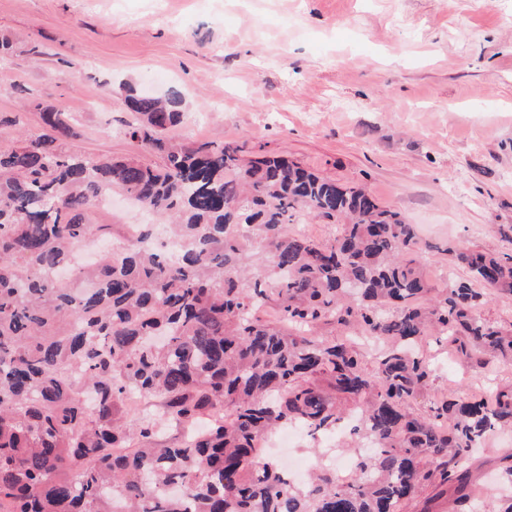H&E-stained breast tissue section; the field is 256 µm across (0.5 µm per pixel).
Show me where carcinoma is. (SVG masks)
I'll use <instances>...</instances> for the list:
<instances>
[{
	"instance_id": "carcinoma-1",
	"label": "carcinoma",
	"mask_w": 512,
	"mask_h": 512,
	"mask_svg": "<svg viewBox=\"0 0 512 512\" xmlns=\"http://www.w3.org/2000/svg\"><path fill=\"white\" fill-rule=\"evenodd\" d=\"M126 103V134L162 167L67 147L70 116L34 102L45 132L0 150V512H402L428 489L454 510L479 498L467 463L512 426V386L416 414L434 368L415 345L434 333L463 364L512 362V329L478 315L512 295V252L448 246L468 277L434 295L400 211L286 158L246 162L237 142H168L178 90L130 87ZM104 186L167 224L178 259L139 224L118 252L75 263L111 235L89 218ZM303 216L336 237L289 230ZM267 307L279 324L259 316ZM332 323L382 345L373 370L355 340L315 336ZM342 401L375 451L356 453L348 483L326 463L293 483L262 442L292 425L335 434ZM170 422L193 436L160 448Z\"/></svg>"
}]
</instances>
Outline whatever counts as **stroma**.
<instances>
[{
    "mask_svg": "<svg viewBox=\"0 0 512 512\" xmlns=\"http://www.w3.org/2000/svg\"><path fill=\"white\" fill-rule=\"evenodd\" d=\"M0 149L41 132L32 103L72 118L91 158L159 154L130 139L126 86L186 101L171 143L232 140L366 188L417 225L425 277L464 278L447 244L503 253L512 225V0H0ZM436 369L417 412L448 393L512 385V364L462 365L427 337ZM512 432L471 466L497 489Z\"/></svg>",
    "mask_w": 512,
    "mask_h": 512,
    "instance_id": "1",
    "label": "stroma"
}]
</instances>
